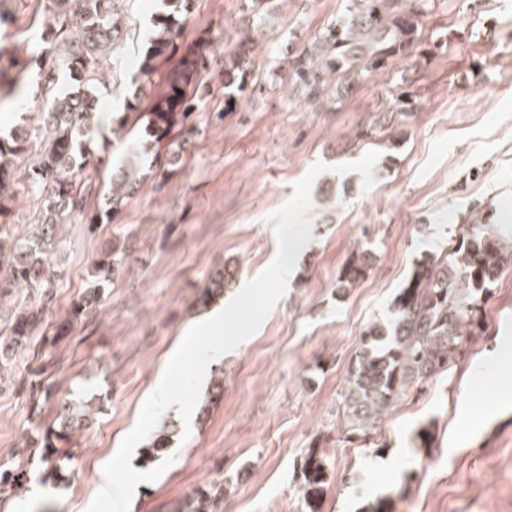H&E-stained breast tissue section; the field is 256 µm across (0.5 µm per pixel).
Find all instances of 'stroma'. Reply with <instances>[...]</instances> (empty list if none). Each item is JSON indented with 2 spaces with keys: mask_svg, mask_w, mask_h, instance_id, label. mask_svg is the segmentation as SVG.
<instances>
[{
  "mask_svg": "<svg viewBox=\"0 0 512 512\" xmlns=\"http://www.w3.org/2000/svg\"><path fill=\"white\" fill-rule=\"evenodd\" d=\"M47 0H0V48L27 67L20 107L0 100V137L37 127L45 107L32 59L49 20ZM347 0H273L253 16L244 0H191L182 43L209 34L211 74L190 138L172 174L150 175L108 224L64 223L52 256L47 324L65 322L87 288L99 253L119 247V274L98 308L71 324L56 346H33L0 365V472L23 477L0 494V512H86L101 469L135 426L170 353L204 306L208 272L228 264L237 288L274 258L265 218L288 203L293 186L318 161L352 162L367 151L387 156L364 190L361 174L337 176L347 195L328 208L323 179L306 216L311 241L301 251L282 300L259 330L210 371H223L224 393L193 418L187 440L171 445L175 462L139 484L129 512H175L195 488L220 482L216 512H304L296 462L321 450L329 484L318 512H366L389 498L396 512H512V371L500 378L487 351L499 332L512 336V263L483 308L484 331L462 338L448 373L401 397L374 438L378 453L345 442L342 396L362 333L384 315L423 252L444 256L469 215L512 225V0H431L420 29L432 57L397 56L384 71L352 85L333 81L309 100L291 79V56L343 19ZM165 0H120L128 35L112 54L100 90L95 146L120 159L124 144L105 112L148 98L135 82L144 46ZM248 38L245 90L224 102V54ZM415 105L393 108L400 87ZM371 249L364 279L340 289L351 255ZM41 372L50 396L31 408L27 389ZM82 396L99 408L96 425L66 448L62 483L41 482L51 461L29 456L36 426L53 424L59 403ZM472 420L461 430L462 416ZM431 425L432 447L411 438ZM413 480H405L408 471Z\"/></svg>",
  "mask_w": 512,
  "mask_h": 512,
  "instance_id": "stroma-1",
  "label": "stroma"
}]
</instances>
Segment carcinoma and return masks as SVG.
I'll list each match as a JSON object with an SVG mask.
<instances>
[{
    "label": "carcinoma",
    "instance_id": "carcinoma-1",
    "mask_svg": "<svg viewBox=\"0 0 512 512\" xmlns=\"http://www.w3.org/2000/svg\"><path fill=\"white\" fill-rule=\"evenodd\" d=\"M431 0H348L344 20L327 26L311 46L293 57V79L302 84L311 97L321 94L336 76L347 84L384 70L390 59L417 53L433 54L419 48V30ZM170 12L157 17L148 38L139 73L148 74L159 57L180 54L177 65L167 73L165 88L154 94L143 112L128 104L114 133L128 134L130 113L142 122L139 136L126 144L123 160L111 170L101 214L86 213L94 184L84 176L91 168L100 172L110 166L104 156L92 148L95 117L94 96L88 88L105 81L104 65L112 47L124 35L118 19L117 0H47L51 12L47 30L42 32L40 52L53 57L50 70L39 69L45 93L46 109L41 112L42 127L37 136L19 128L7 140L0 139V288H29L37 292L40 306H27L9 319V337L0 340V359L38 338L42 346L55 342L64 332L59 327L49 336L42 314L52 301L47 262L54 252L56 227L65 215H86L97 224L120 212L136 194L144 179V170L152 164L173 170L181 153L163 143L176 125L191 134V120L199 109L208 67L207 51L211 38L201 35L187 46H179V14H189L190 0H167ZM246 59L237 51L229 52L224 62V89L232 104L245 89ZM66 73L85 90L57 91L59 74ZM22 197L36 203L39 211L37 233L25 242L6 247L5 227L12 212L11 202ZM448 256L437 259L428 254L417 262L406 283L395 297L391 314L369 323L362 334L361 346L351 363L343 395L347 421L346 442L367 447L376 425L388 409L412 389L448 370L461 346L464 332L481 331V310L491 286L505 261L512 258V225L496 230L476 221L456 239ZM371 254H362L349 262L339 277V287L347 288L364 277L371 265ZM117 270L115 250L100 253L95 260L92 282L86 292L72 303L71 316L78 320L98 307L101 290L112 282ZM235 283L228 266L208 273L198 302L207 305ZM97 420L96 408L87 399H70L61 404L55 422L45 427L34 443L43 458H55L49 479L61 478L66 457L59 444ZM180 433L176 417L166 416L143 448L150 459L161 457ZM299 498L307 512H316L327 483L328 466L316 449L301 455ZM224 497L218 482L199 487L180 502L176 512H214Z\"/></svg>",
    "mask_w": 512,
    "mask_h": 512
}]
</instances>
